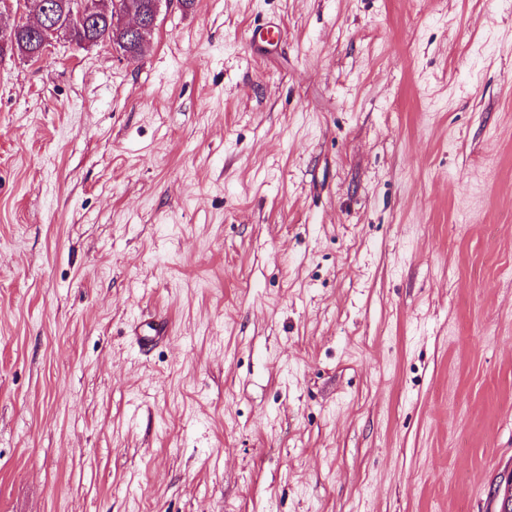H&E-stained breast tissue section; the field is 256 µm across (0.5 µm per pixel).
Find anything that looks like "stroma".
Wrapping results in <instances>:
<instances>
[{"label":"stroma","instance_id":"stroma-1","mask_svg":"<svg viewBox=\"0 0 512 512\" xmlns=\"http://www.w3.org/2000/svg\"><path fill=\"white\" fill-rule=\"evenodd\" d=\"M511 477L512 0H194L133 61L0 59V512Z\"/></svg>","mask_w":512,"mask_h":512}]
</instances>
